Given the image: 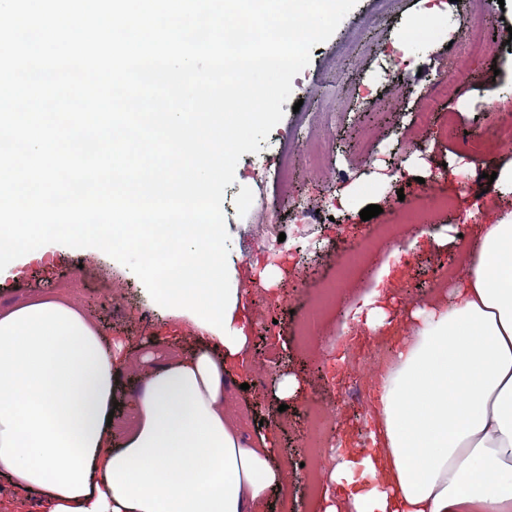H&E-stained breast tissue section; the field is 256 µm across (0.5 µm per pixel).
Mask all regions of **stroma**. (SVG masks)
Listing matches in <instances>:
<instances>
[{"mask_svg":"<svg viewBox=\"0 0 512 512\" xmlns=\"http://www.w3.org/2000/svg\"><path fill=\"white\" fill-rule=\"evenodd\" d=\"M431 8L439 10L443 26L421 47L399 49L400 35ZM468 8V0H358L333 36L312 48L308 66L292 80L283 119L260 152L242 155L234 183L224 190L233 254L258 263L255 240L264 225H272L285 233L281 247L307 283L287 293L244 283L254 323L250 369L232 381L227 398L247 436L267 413L281 412L290 426L279 434L280 449L294 463L303 460L298 428L305 399L341 407L339 428L356 431L362 418L348 402L350 382L336 365L335 345H327L320 357L297 347L290 305L308 304L323 285L339 280L347 249L378 225L391 223L403 200L426 195L438 202L432 211L414 214L412 224L456 229L466 208L477 207L478 224L495 223L507 208L486 176L492 161L512 158V148L501 147L496 138L497 129L512 122V56L494 69L485 58L465 54L462 17ZM437 77L452 81L448 99L434 100L431 84ZM423 111L430 120L415 145H407L405 133ZM469 137L482 138L485 153L466 152L462 143ZM312 141L330 145L331 178H315L297 167L291 195L282 198L277 181L282 150L299 155ZM350 185L364 205L381 206V214L365 221L340 207L336 193ZM460 258L458 244L439 249L423 239L401 258L384 249L369 253L365 264L374 271L391 266L393 306L402 309L424 302L432 284ZM59 295L91 317L105 338H146L119 379L115 400L122 416L130 415L129 401L143 391L149 373L168 362L171 350L186 355L197 347L177 320L156 311L138 277L110 256L53 248L0 273V311ZM258 368L266 373L261 389L249 385ZM287 371L303 383L305 399L278 397Z\"/></svg>","mask_w":512,"mask_h":512,"instance_id":"1","label":"stroma"}]
</instances>
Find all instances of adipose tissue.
Masks as SVG:
<instances>
[{
	"label": "adipose tissue",
	"mask_w": 512,
	"mask_h": 512,
	"mask_svg": "<svg viewBox=\"0 0 512 512\" xmlns=\"http://www.w3.org/2000/svg\"><path fill=\"white\" fill-rule=\"evenodd\" d=\"M403 327L318 512H512V210L472 225L456 281ZM137 345L105 347L64 300L1 312L0 476L42 491L40 512H265L287 495L276 425L247 440L224 409L246 350L173 356L114 419Z\"/></svg>",
	"instance_id": "adipose-tissue-1"
}]
</instances>
